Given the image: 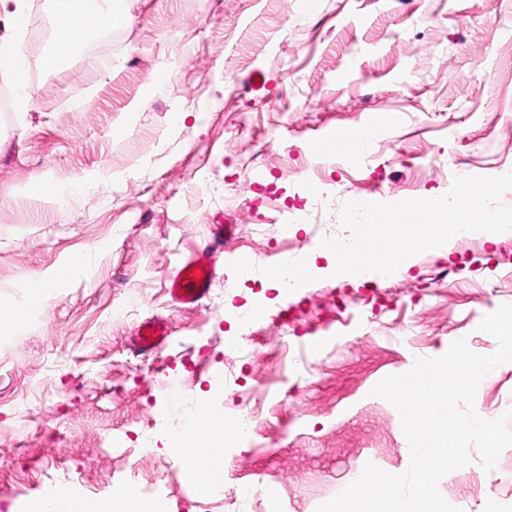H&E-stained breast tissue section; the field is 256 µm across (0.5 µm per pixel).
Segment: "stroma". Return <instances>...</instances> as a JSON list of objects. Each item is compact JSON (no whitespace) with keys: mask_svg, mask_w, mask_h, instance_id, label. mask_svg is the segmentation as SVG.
<instances>
[{"mask_svg":"<svg viewBox=\"0 0 512 512\" xmlns=\"http://www.w3.org/2000/svg\"><path fill=\"white\" fill-rule=\"evenodd\" d=\"M115 12L91 57L53 68L56 0H29L16 35L35 103L0 112V512H25L50 481L93 500L131 486L168 512H316L366 464L405 472L400 415L371 390L462 337L473 353L496 350L478 326L512 304V248L452 240L388 279L322 276L282 298L271 280L236 277L231 257L299 251L327 266L320 241L340 230L339 212L314 209L310 178L331 198L387 203L512 170V0H117ZM157 69L168 85L151 83ZM374 114L394 122L358 158L310 144ZM44 184L72 190L71 203L42 197ZM214 224L235 234L207 297L184 307L168 279ZM37 277L52 286L25 306ZM261 302L266 319L246 337L234 315ZM124 305L131 314L116 317ZM155 317L167 343L133 354L136 328ZM169 374L220 414L255 412L254 437L223 448L239 498L215 501L187 480L169 438L142 461L113 447V434L175 413ZM474 404L512 409V363ZM469 454L482 481L449 504L512 512V447L489 472Z\"/></svg>","mask_w":512,"mask_h":512,"instance_id":"1","label":"stroma"}]
</instances>
